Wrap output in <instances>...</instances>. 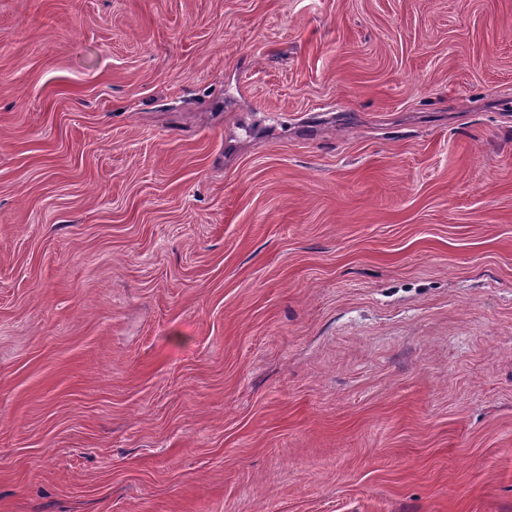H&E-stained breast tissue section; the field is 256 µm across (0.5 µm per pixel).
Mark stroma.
I'll list each match as a JSON object with an SVG mask.
<instances>
[{"label":"stroma","mask_w":512,"mask_h":512,"mask_svg":"<svg viewBox=\"0 0 512 512\" xmlns=\"http://www.w3.org/2000/svg\"><path fill=\"white\" fill-rule=\"evenodd\" d=\"M0 512H512V0H0Z\"/></svg>","instance_id":"1"}]
</instances>
